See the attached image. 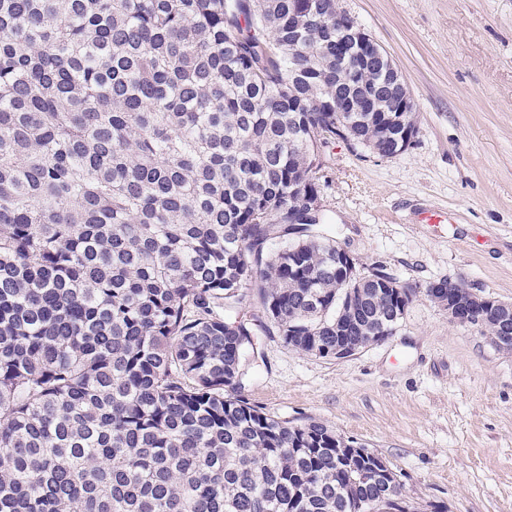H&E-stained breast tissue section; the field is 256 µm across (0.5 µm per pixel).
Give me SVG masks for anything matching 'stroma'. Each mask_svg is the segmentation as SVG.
Listing matches in <instances>:
<instances>
[{"label": "stroma", "instance_id": "1", "mask_svg": "<svg viewBox=\"0 0 512 512\" xmlns=\"http://www.w3.org/2000/svg\"><path fill=\"white\" fill-rule=\"evenodd\" d=\"M339 3L401 70L418 134L388 159L328 144L317 230L417 294L393 336L342 361L258 328L243 393L269 415L356 440L408 497L512 512V352L423 293L449 278L512 302V0ZM425 208L447 222L422 223Z\"/></svg>", "mask_w": 512, "mask_h": 512}]
</instances>
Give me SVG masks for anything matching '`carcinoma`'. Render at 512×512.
Returning <instances> with one entry per match:
<instances>
[{"instance_id":"1","label":"carcinoma","mask_w":512,"mask_h":512,"mask_svg":"<svg viewBox=\"0 0 512 512\" xmlns=\"http://www.w3.org/2000/svg\"><path fill=\"white\" fill-rule=\"evenodd\" d=\"M296 2L0 0V512H447L242 393L247 293L314 356L416 294L314 231L321 148L418 127L388 63L336 62L337 0Z\"/></svg>"}]
</instances>
